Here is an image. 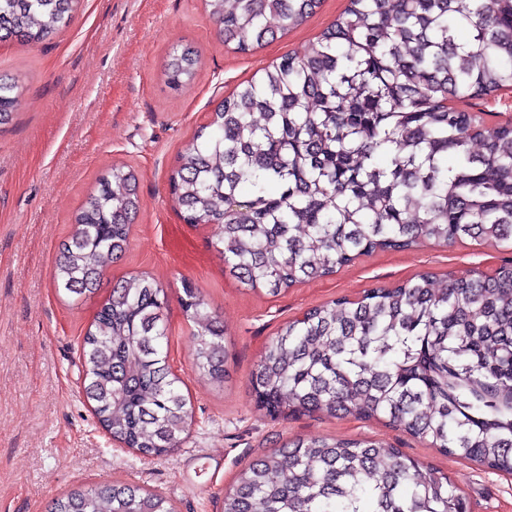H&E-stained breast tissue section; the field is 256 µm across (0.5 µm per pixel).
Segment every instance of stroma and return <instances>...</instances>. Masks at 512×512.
Returning <instances> with one entry per match:
<instances>
[{"mask_svg": "<svg viewBox=\"0 0 512 512\" xmlns=\"http://www.w3.org/2000/svg\"><path fill=\"white\" fill-rule=\"evenodd\" d=\"M348 5L321 0L305 22L247 53L220 42L203 0H83L51 41L0 43V74L21 84L14 120L0 130V512H50L62 494L112 481L155 492L176 512H223L238 472L298 436L379 441L448 475L468 512H512V474L443 454L383 420L270 419L248 384L267 343L305 311L426 273L492 274L512 260L511 241L378 249L271 296L241 287L212 245L214 227L185 223L170 192L178 156L221 100L282 56L306 52ZM186 47L199 54L197 71L170 88L165 62ZM452 105L486 126L512 122V89ZM115 164L135 170L143 207L96 294L72 305L51 269L84 198ZM140 275L167 291L169 363L194 409L182 446L155 460L112 440L81 389L85 332L113 283ZM188 284L230 342L224 386L192 367L194 326L179 302Z\"/></svg>", "mask_w": 512, "mask_h": 512, "instance_id": "obj_1", "label": "stroma"}]
</instances>
